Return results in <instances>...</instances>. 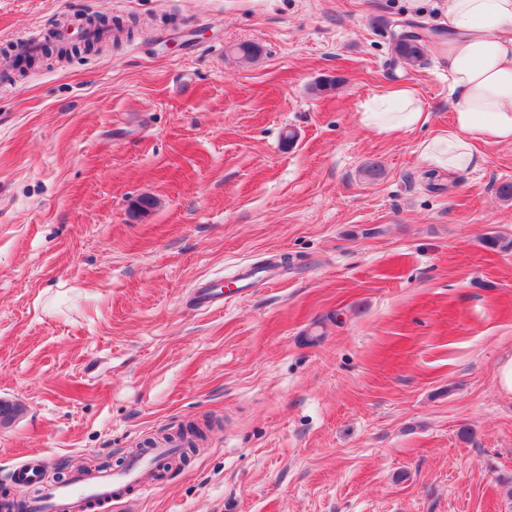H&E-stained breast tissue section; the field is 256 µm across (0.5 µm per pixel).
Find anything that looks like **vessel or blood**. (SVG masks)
I'll return each instance as SVG.
<instances>
[{
  "label": "vessel or blood",
  "mask_w": 512,
  "mask_h": 512,
  "mask_svg": "<svg viewBox=\"0 0 512 512\" xmlns=\"http://www.w3.org/2000/svg\"><path fill=\"white\" fill-rule=\"evenodd\" d=\"M194 305L210 311L223 308L224 298L211 283H199ZM173 450L157 448L151 457L131 458L126 467L113 473H80L68 481L47 488L44 501L31 504V512H81L87 503L106 504L124 499L130 487L146 490L151 486L154 471L166 463Z\"/></svg>",
  "instance_id": "obj_1"
}]
</instances>
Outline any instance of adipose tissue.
<instances>
[{
    "label": "adipose tissue",
    "instance_id": "1",
    "mask_svg": "<svg viewBox=\"0 0 512 512\" xmlns=\"http://www.w3.org/2000/svg\"><path fill=\"white\" fill-rule=\"evenodd\" d=\"M443 30L435 50L448 60L453 118L421 141L420 162L436 172L478 168L483 145H512V0H433ZM428 114L408 85L376 94L359 114L378 135L424 126Z\"/></svg>",
    "mask_w": 512,
    "mask_h": 512
}]
</instances>
